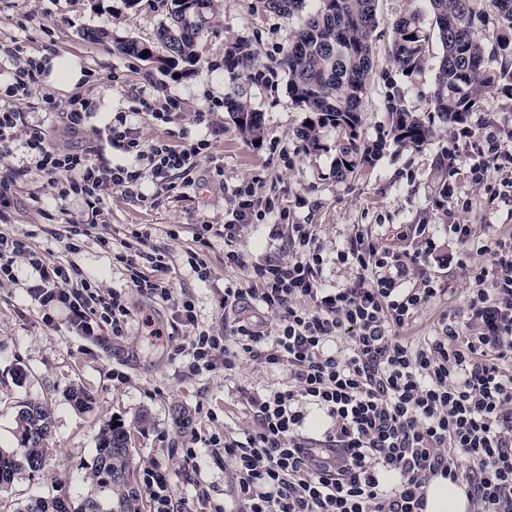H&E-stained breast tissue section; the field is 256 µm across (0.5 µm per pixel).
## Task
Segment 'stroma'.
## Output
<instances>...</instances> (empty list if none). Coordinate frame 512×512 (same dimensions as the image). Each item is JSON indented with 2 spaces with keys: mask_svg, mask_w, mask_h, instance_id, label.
<instances>
[{
  "mask_svg": "<svg viewBox=\"0 0 512 512\" xmlns=\"http://www.w3.org/2000/svg\"><path fill=\"white\" fill-rule=\"evenodd\" d=\"M214 15L199 41L194 64L169 69L158 62H143L119 54L118 39L152 41L166 22L170 0H0V72L15 71L17 60L7 57L5 47L22 46L26 57L47 62L49 56L75 58L84 73L80 83L63 87L42 80L38 91L13 106L24 115L17 137L4 165L19 172L14 195L6 210L12 229L29 249L47 260H65L63 243L52 233V214L62 212L74 220L92 219L93 235L82 237L76 257L83 270L93 273L104 292L122 294L136 314L163 323L171 311L167 303L143 296L132 286L122 264L113 261L98 245V235L111 238L114 250L132 242L133 232L146 234V243L165 257L167 278L173 288L186 289L195 300L199 324L221 326L220 307L225 282L243 281L241 271L225 266L224 238L217 226L232 205V189L253 182L261 195L276 196L288 211L292 224L314 225L325 258L320 281L326 288H344L355 280L349 265L336 259L355 233L368 234L387 243H397V234L408 224L426 225L442 253L459 255L461 245L448 237L452 224L471 225L475 234L488 230L512 235V164L488 163L482 180H475L470 167L478 160V137L496 132L503 147L512 149V100L501 99L492 107L470 113L464 128H450L433 118L434 76L431 72L442 54L439 41H432L425 77L401 80L406 102L416 115L433 119L435 138L420 148H404L391 141L387 114L382 110L385 75L393 66L388 56L390 25L410 9L428 12L426 0H379L378 38L375 42V74L365 100L360 134L368 142L385 141L381 158L355 177L336 176V133H321L322 150L306 151L297 132L309 115L288 92L287 77L280 67L281 50L293 39L300 16L268 12L262 0H213ZM106 32L107 40L85 38L87 30ZM247 43L253 64L242 79L231 81L224 70V50L229 43ZM240 91L255 110L263 114L259 136L243 134L222 102L227 93ZM67 101L82 97L92 104L93 116L83 131L72 132L61 114L46 110L43 94ZM180 99L182 109L173 123L155 124L138 114L140 98L163 105L166 97ZM129 114L144 141L167 138L169 132L188 134L195 140L210 139V161L203 164L192 185L180 197L150 202L152 183H145L144 199L110 190L104 196L100 216L88 217L81 198L63 203L51 200L47 176L37 168L35 156L26 148L31 131L41 130L63 149L80 150L97 145V131L108 113ZM206 113L198 122V113ZM224 133L211 138V124ZM461 157L455 174L438 166L448 146ZM223 176H216V169ZM453 188L452 198L439 195L442 184ZM182 225L179 237H171L172 225ZM213 225L208 247L193 239L196 225ZM204 250L211 269L209 283H201L187 264L188 251ZM425 275L439 279L444 291L417 315L405 333L412 339L433 335L440 318L456 314L461 327H468L467 299L471 283L457 265L431 262ZM14 282L0 286V448L16 450L20 443L15 416L21 402L38 399L53 413V437L41 471L18 472L5 495L8 506L23 505L34 494L64 497L80 502L91 496L107 501L110 489L93 484L96 437L103 423L113 420L132 429V462L136 469L158 464L169 473V491L176 512H212L232 504V467L223 450L206 446L214 434L243 437L253 426L247 398L268 386L286 382L282 368L247 363L236 376L223 373L186 376L184 356L172 346L141 335L137 322H130L124 335L103 327L99 336H73L65 322L54 328L43 325L27 294L35 273L27 261H18ZM26 373L16 380L15 369ZM80 384L94 398V409L74 408L66 391ZM194 449L185 460L186 449ZM209 489L208 504L195 497L196 482Z\"/></svg>",
  "mask_w": 512,
  "mask_h": 512,
  "instance_id": "35a3bbf8",
  "label": "stroma"
}]
</instances>
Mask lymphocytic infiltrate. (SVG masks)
<instances>
[{
    "label": "lymphocytic infiltrate",
    "instance_id": "obj_1",
    "mask_svg": "<svg viewBox=\"0 0 512 512\" xmlns=\"http://www.w3.org/2000/svg\"><path fill=\"white\" fill-rule=\"evenodd\" d=\"M42 73L32 60L15 70L0 105V157L22 121L10 100L32 94ZM99 137L132 163L61 151L38 130L28 141L55 199L80 196L95 213L106 190L136 196L148 178L157 192H171L168 174L191 176L210 147L209 140L145 142L123 115ZM263 223L278 247L256 260L235 242L245 225ZM77 226L69 220L56 231L70 255L64 262L38 257L0 228V283L13 281L17 259L27 258L38 274L28 294L45 326L61 310L73 335H96L105 324L122 335L133 314L75 261ZM448 234L465 247L458 264L473 283V328L448 315L435 335L416 342L402 331L441 291L419 273L439 250L422 224L408 229L410 250L355 234L336 258L356 280L328 290L313 225L289 223L287 210L243 183L224 212V263L249 285L225 284L219 329L199 325L192 295L172 288L155 249L117 254L139 293L170 304L168 325L148 316L140 324L157 338L187 333L176 351L188 355L190 374L220 370L229 379L247 361L288 372L287 385L248 397L254 427L244 438L209 439L233 467L238 512H424L425 488L437 475L464 486L475 512H512V239L478 236L467 224L449 225ZM310 406L329 420L315 436L304 431Z\"/></svg>",
    "mask_w": 512,
    "mask_h": 512
}]
</instances>
